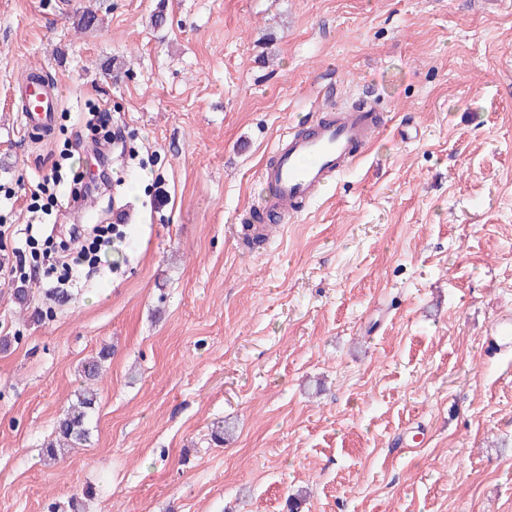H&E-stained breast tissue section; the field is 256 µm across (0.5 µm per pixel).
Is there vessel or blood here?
Instances as JSON below:
<instances>
[{"mask_svg":"<svg viewBox=\"0 0 512 512\" xmlns=\"http://www.w3.org/2000/svg\"><path fill=\"white\" fill-rule=\"evenodd\" d=\"M18 91L22 133L29 138L49 135L60 106L56 79L47 70H35ZM382 126L372 110L353 109L312 119L305 129L288 127L278 139L272 162L261 170L267 187L261 208L284 219L298 213L358 159Z\"/></svg>","mask_w":512,"mask_h":512,"instance_id":"1","label":"vessel or blood"}]
</instances>
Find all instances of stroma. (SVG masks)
<instances>
[{"label":"stroma","instance_id":"1","mask_svg":"<svg viewBox=\"0 0 512 512\" xmlns=\"http://www.w3.org/2000/svg\"><path fill=\"white\" fill-rule=\"evenodd\" d=\"M41 66L62 106L33 143ZM363 99L364 156L239 238L288 125ZM101 101L138 152L51 221L136 220L83 287L22 306L0 280V512H512V351L486 345L512 319V0H0V225L52 161L71 177ZM106 347L88 440L48 463ZM18 91L21 132L28 138L49 135L60 106L56 79L48 70L31 71Z\"/></svg>","mask_w":512,"mask_h":512}]
</instances>
